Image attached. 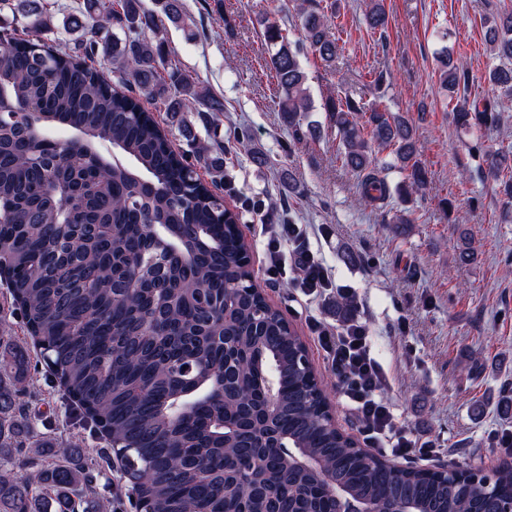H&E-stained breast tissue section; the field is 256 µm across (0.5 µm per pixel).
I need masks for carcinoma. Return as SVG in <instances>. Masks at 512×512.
Here are the masks:
<instances>
[{
    "instance_id": "1",
    "label": "carcinoma",
    "mask_w": 512,
    "mask_h": 512,
    "mask_svg": "<svg viewBox=\"0 0 512 512\" xmlns=\"http://www.w3.org/2000/svg\"><path fill=\"white\" fill-rule=\"evenodd\" d=\"M84 0L54 27L44 0H0V10L32 34L0 38V281L10 295L0 308V512H105L76 440L40 436L25 412L33 348L64 388L80 420L123 452L129 497L143 512H251L242 481L225 492L224 459L259 461L276 491L274 512H336L318 477L295 467L300 448L358 499L415 501L422 512H495L512 495V466L496 473L490 496L469 497L461 482L430 470L392 468L329 426L312 376L296 367L306 346L277 312L261 325L263 290L251 282L239 216L213 186L224 180V141L191 136L194 162L171 148L168 131L133 95L152 99L176 118L224 112L181 68L162 22L188 27L183 0ZM301 40L287 26L260 18L274 48L268 66L279 112L293 129L310 111L302 47L329 66L338 42L328 16L299 8ZM373 30L387 17L375 2ZM497 64L492 97L460 98L469 72L446 49L438 57L453 122L472 132L498 125L512 101V10L486 21ZM77 33V48L52 39ZM104 50L112 83L85 58ZM343 145V166L369 203L391 190L376 163L390 150L402 174L399 198L425 192L416 129L376 96L367 105L348 94L326 102ZM68 132L64 140L57 131ZM211 175L205 181L195 163ZM512 170V153L490 154L495 178ZM8 314L26 330L8 335ZM233 386L224 390V370ZM274 382L278 446L249 448L269 429L261 406ZM52 454L55 462L43 460Z\"/></svg>"
}]
</instances>
